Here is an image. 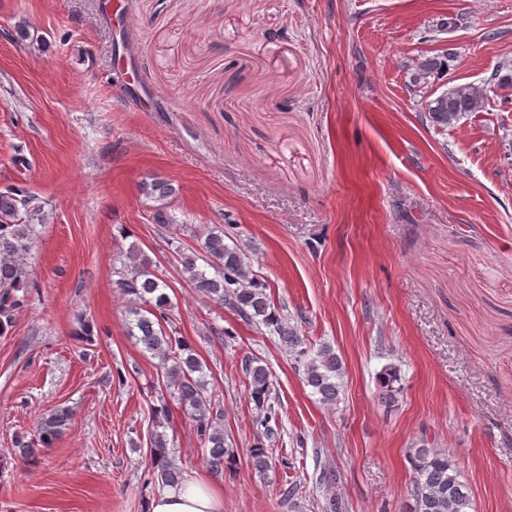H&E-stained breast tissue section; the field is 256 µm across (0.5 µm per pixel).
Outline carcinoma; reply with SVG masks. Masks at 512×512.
Listing matches in <instances>:
<instances>
[{
    "label": "carcinoma",
    "instance_id": "obj_1",
    "mask_svg": "<svg viewBox=\"0 0 512 512\" xmlns=\"http://www.w3.org/2000/svg\"><path fill=\"white\" fill-rule=\"evenodd\" d=\"M488 103V89L482 84H455L447 91L427 101L425 110L435 126L448 127L473 112H482ZM146 193L160 201L175 193L173 186L162 180L146 185ZM48 214L45 202L37 195L19 187L0 191V335L13 327V312L27 301L32 287L26 256L30 254L35 227L45 224ZM202 249L205 261L217 269L210 276L200 268V256H182V271L198 292L220 306L237 313L256 328H271L288 351L295 370L304 383L324 404H335L342 393L344 367L341 358L329 346L311 349L298 327L284 322L266 293V286L254 277L251 261L244 249L224 243V233L211 231L205 235ZM116 287L133 303L129 322L130 335L159 359L170 399L185 411L195 423L197 432L209 444L206 458L209 468L221 474L234 467L235 454L224 436V429L213 418L212 396L208 390L203 366L198 356L175 336L167 334L162 320L166 319L170 300L164 292L166 284L152 270V262L133 248L127 263L118 272ZM248 395L256 409L263 413L261 424L272 419L273 383L266 367L249 362L246 365ZM400 381L398 371L386 369L379 377L381 395L390 399ZM71 419V410L62 407L41 418L37 433L39 442L24 434L15 437L14 447L25 463L34 462L61 436ZM150 464L153 479L163 486H172L182 479L179 467L172 461L165 435H152ZM254 469L265 475L272 468L266 448L259 443L251 451ZM411 467L410 512H472L469 488L459 480V470L453 455L441 448H431L422 440L408 449Z\"/></svg>",
    "mask_w": 512,
    "mask_h": 512
}]
</instances>
